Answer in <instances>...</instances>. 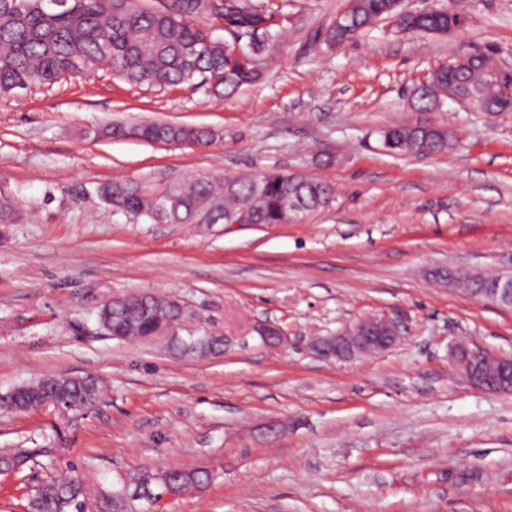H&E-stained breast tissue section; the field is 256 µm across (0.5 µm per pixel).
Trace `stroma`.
<instances>
[{
	"label": "stroma",
	"instance_id": "1",
	"mask_svg": "<svg viewBox=\"0 0 512 512\" xmlns=\"http://www.w3.org/2000/svg\"><path fill=\"white\" fill-rule=\"evenodd\" d=\"M276 12L261 75L226 99L193 84L132 86L108 67L0 96V392L53 374L96 376L94 407L0 414V448L34 455L0 476V512L67 463L104 486L139 466H202L210 484L157 512H512V393L474 387L456 344L512 357V309L462 294L439 268L512 275V112L448 101L418 111L415 81L449 54L493 47L512 66V0H468L451 34L387 22L327 46L349 0H254ZM211 130L209 143L91 137L108 124ZM457 132L453 150L392 155L380 129ZM332 184L297 224H158L102 199L103 185L268 170ZM131 292L178 301L180 336L230 337L223 355L172 354L167 338L108 336L99 310ZM399 322L386 352L322 359L312 338L359 318ZM286 345H264L257 323Z\"/></svg>",
	"mask_w": 512,
	"mask_h": 512
}]
</instances>
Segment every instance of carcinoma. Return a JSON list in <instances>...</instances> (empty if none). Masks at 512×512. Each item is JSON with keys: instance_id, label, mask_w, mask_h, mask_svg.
<instances>
[{"instance_id": "obj_1", "label": "carcinoma", "mask_w": 512, "mask_h": 512, "mask_svg": "<svg viewBox=\"0 0 512 512\" xmlns=\"http://www.w3.org/2000/svg\"><path fill=\"white\" fill-rule=\"evenodd\" d=\"M451 0H441L417 16L405 14L396 0H350L347 22L320 32L329 45L359 36L372 21L395 17L403 33H441L455 23ZM200 0H172L162 8L145 9L137 0H0V94L17 88L50 85L65 76H85L101 66L131 85L169 86L186 82L208 87L213 95L228 97L259 78V55L250 64L232 60L236 39L248 34L273 13L251 0H224L212 15L231 40L220 41L195 24ZM498 60L492 48L463 55L432 69L427 79L408 91L411 105L433 109L448 88L485 114L512 112L502 80L492 76ZM114 138L133 137L149 142L194 141L208 143L207 130L173 124L114 126L103 131ZM456 136L451 130L404 124L380 133L382 147L403 155L442 153L451 149ZM105 202L139 219L164 224H230L239 216L247 224H291L296 217L311 215L330 204L334 188L329 183L298 174L268 171L254 177L216 181L205 174L174 180L162 188L138 181H116L100 189ZM20 219L16 204L0 199V224ZM183 316L181 305L154 294H126L101 307L99 318L108 332L118 336H155L169 320ZM170 349L180 356L206 358L224 351V337L214 334L179 338ZM474 371L495 381L499 365L479 360ZM9 397L13 411L35 412L56 402L80 403L86 409L97 401L100 385L90 376L54 375L13 387ZM30 454L22 448L0 449V475L19 472ZM69 474L43 483L28 500L29 512H108L112 503L122 506L125 482L112 490L93 480L86 465L71 463ZM127 479L150 487L173 485L184 492L200 489L210 476L201 467L155 469L140 467Z\"/></svg>"}]
</instances>
